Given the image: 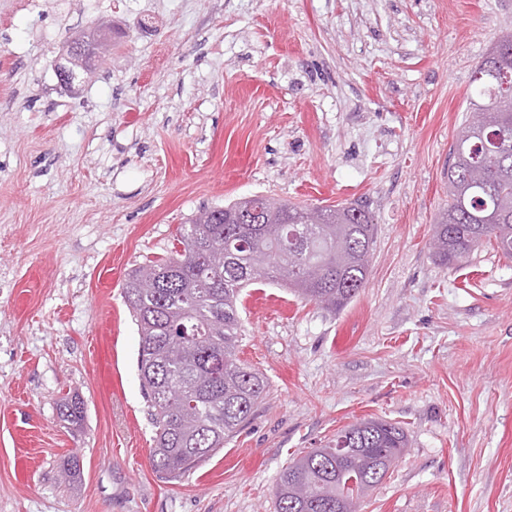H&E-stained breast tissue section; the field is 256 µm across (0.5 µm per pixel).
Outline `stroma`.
I'll use <instances>...</instances> for the list:
<instances>
[{"label":"stroma","instance_id":"35a3bbf8","mask_svg":"<svg viewBox=\"0 0 512 512\" xmlns=\"http://www.w3.org/2000/svg\"><path fill=\"white\" fill-rule=\"evenodd\" d=\"M106 19L124 36L66 90L54 60ZM507 28L512 0H0V512H276L290 461L371 418L409 444L358 512H512V257L431 249ZM251 195L366 205L368 281L337 313L246 288L237 356L266 395L167 481L122 283ZM58 415L73 427L80 428L86 417L85 404L78 395L66 397L58 405Z\"/></svg>","mask_w":512,"mask_h":512}]
</instances>
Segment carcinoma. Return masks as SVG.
<instances>
[{
  "mask_svg": "<svg viewBox=\"0 0 512 512\" xmlns=\"http://www.w3.org/2000/svg\"><path fill=\"white\" fill-rule=\"evenodd\" d=\"M472 84L494 140L465 123L448 164V207L433 233V257L455 266L485 243L512 256V30L494 42L477 65ZM269 224H243L242 199L204 210L179 228L182 249L131 271L122 285L139 333L137 369L152 408L153 471L166 480L195 469L237 433L264 399L265 377L241 362V291L276 283L331 313L365 286L377 234L362 205L320 208L323 222L304 223L309 207L282 203ZM150 272L159 287H139ZM58 415L79 428L86 417L77 395L64 398ZM404 429L364 420L336 433L328 448L292 460L279 476L277 512H357V501L387 475L374 457L398 459ZM365 448L338 458L336 448Z\"/></svg>",
  "mask_w": 512,
  "mask_h": 512,
  "instance_id": "obj_1",
  "label": "carcinoma"
}]
</instances>
